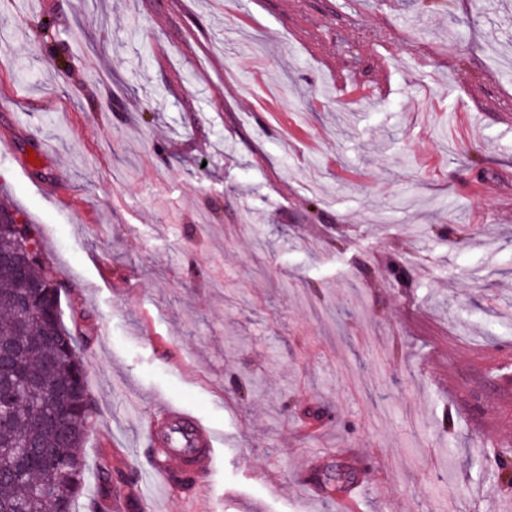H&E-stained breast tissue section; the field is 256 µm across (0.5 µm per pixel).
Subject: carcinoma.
Returning a JSON list of instances; mask_svg holds the SVG:
<instances>
[{
	"mask_svg": "<svg viewBox=\"0 0 512 512\" xmlns=\"http://www.w3.org/2000/svg\"><path fill=\"white\" fill-rule=\"evenodd\" d=\"M29 244L43 252L37 225L24 224L20 236L0 227V340L16 347L14 359L0 362V380L35 382L3 407L10 418L0 425V512H47L89 490L83 447L97 407L80 357L87 337L65 325L63 282L27 259ZM16 298L29 299L28 313ZM137 476L135 465L114 474L102 459L90 508L103 512L105 501L129 497Z\"/></svg>",
	"mask_w": 512,
	"mask_h": 512,
	"instance_id": "cac0c4a2",
	"label": "carcinoma"
}]
</instances>
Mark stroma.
<instances>
[{
  "label": "stroma",
  "instance_id": "obj_1",
  "mask_svg": "<svg viewBox=\"0 0 512 512\" xmlns=\"http://www.w3.org/2000/svg\"><path fill=\"white\" fill-rule=\"evenodd\" d=\"M0 33V205L89 313L88 468L149 472L168 407L219 437L124 512L512 502L470 381L512 352V0H25Z\"/></svg>",
  "mask_w": 512,
  "mask_h": 512
}]
</instances>
